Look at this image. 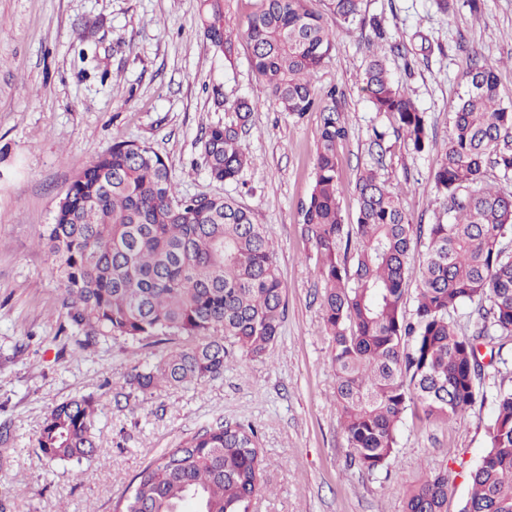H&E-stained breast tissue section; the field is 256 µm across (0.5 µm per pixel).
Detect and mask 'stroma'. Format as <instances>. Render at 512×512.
<instances>
[{"instance_id": "1", "label": "stroma", "mask_w": 512, "mask_h": 512, "mask_svg": "<svg viewBox=\"0 0 512 512\" xmlns=\"http://www.w3.org/2000/svg\"><path fill=\"white\" fill-rule=\"evenodd\" d=\"M260 0H224L232 50L217 52L201 0H0V499L10 512H114L134 476L166 449L220 423L252 426L263 458L262 490L250 512H403L408 486L449 469L454 499L485 454L493 396L512 377L485 371L483 400L457 422L426 419L411 403L387 470L368 475L351 461L335 400L332 343L323 325L316 249L300 208L311 190L321 118L296 119L269 104L248 60L245 33ZM380 21L393 79L447 143L467 90L472 53L493 67L512 107V0H465L443 14L433 0H364ZM334 48L317 89H337L348 135L336 148L344 224L358 209L355 183L373 130L385 133L384 176L412 223H433L439 203L434 154L415 153L391 131L363 91L371 28L331 23ZM400 53H393L392 45ZM253 103L244 145L251 157L238 181L216 182L203 163L202 136L232 120V103ZM148 143L168 164L180 195L231 196L273 235L285 316L262 360L232 351L222 377L141 393L127 383L136 365L156 362L168 343L100 339L84 349L62 308L63 290L37 236L52 223L75 175L114 139ZM93 398L102 455L81 465L47 463L34 450L48 410Z\"/></svg>"}]
</instances>
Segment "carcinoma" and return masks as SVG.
I'll use <instances>...</instances> for the list:
<instances>
[{
  "label": "carcinoma",
  "mask_w": 512,
  "mask_h": 512,
  "mask_svg": "<svg viewBox=\"0 0 512 512\" xmlns=\"http://www.w3.org/2000/svg\"><path fill=\"white\" fill-rule=\"evenodd\" d=\"M364 0H262L246 38L253 70L268 101L298 118L321 116L314 180L301 207L323 283V321L336 366V405L353 462L375 474L387 468L408 403L428 419L463 418L479 397L482 349L501 358L512 344V189L492 186L487 168L512 173V109L500 103L495 72L474 63L448 143L429 135L427 113L369 55L364 90L393 132L417 153H435V222L426 225L425 256L410 263L413 224L383 179L385 133L373 130L371 163L358 178L359 207L344 242L338 203L336 143L346 122L331 89L312 78L334 46L327 16L364 22ZM214 45L231 50L221 0H204ZM235 119L202 137L210 179L238 180L250 163L243 147L253 105L231 106ZM64 288L62 306L87 348L100 338L192 339L152 365L133 367L128 384L141 392L224 374L230 350L263 359L279 335L283 286L271 231L229 196L182 197L164 159L145 143L116 139L80 170L39 235ZM417 275L413 318L405 283ZM470 304L480 323L458 332L452 313ZM95 404L79 397L53 407L37 439L51 462L81 464L102 452L93 433ZM262 458L254 429L239 423L199 431L144 467L116 512H247L261 487ZM470 490L456 512H512V385L494 397L490 446L468 473ZM448 470L429 473L406 492L404 512H448Z\"/></svg>",
  "instance_id": "1"
}]
</instances>
